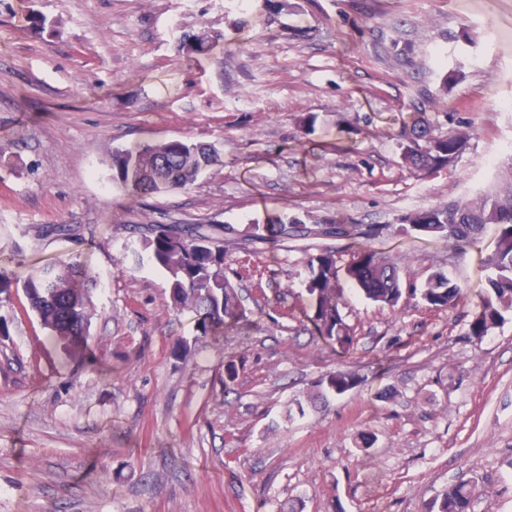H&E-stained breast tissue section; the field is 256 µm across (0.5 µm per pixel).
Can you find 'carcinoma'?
Instances as JSON below:
<instances>
[{
  "label": "carcinoma",
  "mask_w": 512,
  "mask_h": 512,
  "mask_svg": "<svg viewBox=\"0 0 512 512\" xmlns=\"http://www.w3.org/2000/svg\"><path fill=\"white\" fill-rule=\"evenodd\" d=\"M402 159L410 169L429 177L448 168L467 148V135H441L420 118L403 134ZM220 162L218 153L204 144L180 140L147 145L135 151L118 152L112 159V182L135 197L161 195L191 189L199 176ZM509 186L473 199H458L410 211L400 224H357L335 215L312 225L317 235L347 241L353 249L345 274L365 299L395 309L403 296L420 295L430 309H445L460 300L462 288L444 275L430 276L422 288L411 283L410 270L387 261L372 249V243L392 235H421L442 239L453 249L479 242L490 224L497 230L494 248L482 259L486 271L484 291L475 302L470 335L482 338L512 310V170ZM268 233L280 242L288 238L310 239L307 225L278 217L270 224L249 227V233ZM144 243L152 260L171 279L170 301L174 309L194 310L196 329L203 335L217 327L246 318L236 285L224 273V256L240 232L227 224H149ZM309 318L320 336L339 343L352 342L353 331L343 320L339 306L336 254L319 248L306 254ZM95 280L81 264L58 259L26 277L21 288L41 325L67 338L89 334L93 315L87 284ZM358 384L352 375L335 374L327 381L331 393H342ZM481 486L476 478L448 487L427 512H470Z\"/></svg>",
  "instance_id": "carcinoma-1"
}]
</instances>
